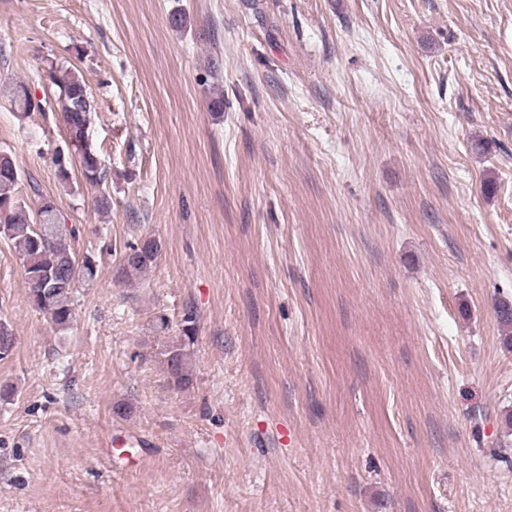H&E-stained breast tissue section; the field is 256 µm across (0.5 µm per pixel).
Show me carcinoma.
I'll use <instances>...</instances> for the list:
<instances>
[{
    "label": "carcinoma",
    "instance_id": "1",
    "mask_svg": "<svg viewBox=\"0 0 512 512\" xmlns=\"http://www.w3.org/2000/svg\"><path fill=\"white\" fill-rule=\"evenodd\" d=\"M50 79L56 87L55 106L62 113L68 142L78 159L81 176L91 187L99 189L93 199L97 210L112 207V196L102 190L108 183L111 169L98 151L87 147L86 141L96 105L73 108L81 97L94 100L84 79L68 69L53 68ZM3 92L13 110L31 112L32 95L27 84L19 81L4 87ZM21 174L13 156L0 152V238L16 248L24 268L25 284L33 308L56 329H67L72 320L81 289L94 286L98 277L96 256H78L62 227V214L54 200L44 198L32 188L34 204L19 199ZM161 244L154 238H143L127 246L122 256L121 275L127 280L140 279L156 262ZM494 313L499 325L507 332L506 345L512 346V300L499 299ZM197 335L196 318L192 311L183 317L182 336L165 352L169 383L185 389L192 383L191 345ZM14 337L7 323L0 321V360L11 356Z\"/></svg>",
    "mask_w": 512,
    "mask_h": 512
}]
</instances>
